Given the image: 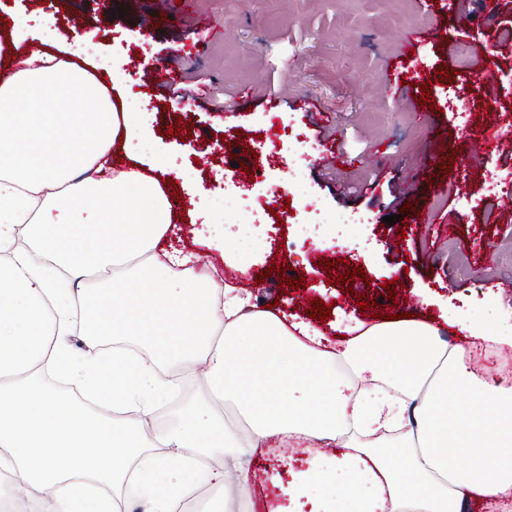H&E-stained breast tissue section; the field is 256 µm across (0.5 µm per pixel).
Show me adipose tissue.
Returning a JSON list of instances; mask_svg holds the SVG:
<instances>
[{
	"label": "adipose tissue",
	"instance_id": "ef3b65f1",
	"mask_svg": "<svg viewBox=\"0 0 512 512\" xmlns=\"http://www.w3.org/2000/svg\"><path fill=\"white\" fill-rule=\"evenodd\" d=\"M37 60H0V500L116 512L108 490L135 464L149 512H181L204 485L248 493L246 456L289 447L307 458L290 481L271 475L274 512L512 503V385L471 365L475 345L512 339L456 314L446 323L462 344L403 319L328 343L208 268L184 274L191 255L154 254L172 206L138 168L154 151L149 124H131L69 57ZM94 274L99 287H85ZM187 375L202 398L153 428ZM228 403L245 431L225 421Z\"/></svg>",
	"mask_w": 512,
	"mask_h": 512
}]
</instances>
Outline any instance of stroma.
<instances>
[{
  "mask_svg": "<svg viewBox=\"0 0 512 512\" xmlns=\"http://www.w3.org/2000/svg\"><path fill=\"white\" fill-rule=\"evenodd\" d=\"M118 2L120 18L103 0H0V46L29 27L34 11L54 18L63 41L67 18H80L96 32L98 55L123 61L129 102L149 103L157 148L143 174L216 200L240 194L226 223L262 215L271 226L245 276L234 270V254L195 243L192 205L170 224L166 249L211 257L216 280H231L253 304L276 308L290 323L311 321L313 299L323 300L331 316L315 324L331 340L368 321L358 309L362 297L440 324L450 344L459 333L442 322L448 307L479 321L512 318V201L490 187L492 174L512 173V146L489 154L472 147L489 125L512 128V40L504 36L512 30V0H499L488 22L482 0H195L194 14L173 9L147 32L139 23L153 0ZM198 12L212 25H198ZM419 23L431 35L402 56ZM178 42L193 44V52L169 58ZM462 46L464 74L456 71ZM169 62L181 73L182 95L143 78ZM391 66L402 78L395 93L381 84ZM415 71L424 83L409 82ZM244 88L246 100L239 97ZM302 99L317 103L320 118L299 108ZM425 100L426 126L411 114ZM378 145L386 159L376 157ZM328 147L342 158L330 171L319 163ZM448 208L461 218L449 230L432 221ZM344 214L363 216L346 232L365 240L368 256L335 237L317 244L296 230ZM389 215L396 224L386 223ZM285 256L288 268L277 269ZM352 263L365 277L345 293L328 278ZM287 282L293 289L286 295ZM270 499L259 474L242 498L204 488L201 512H266Z\"/></svg>",
  "mask_w": 512,
  "mask_h": 512,
  "instance_id": "35a3bbf8",
  "label": "stroma"
}]
</instances>
